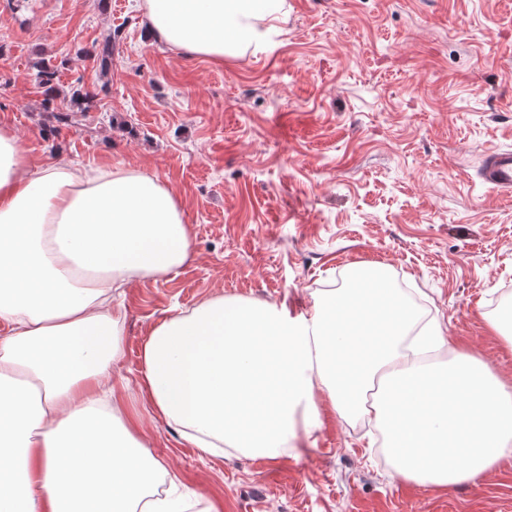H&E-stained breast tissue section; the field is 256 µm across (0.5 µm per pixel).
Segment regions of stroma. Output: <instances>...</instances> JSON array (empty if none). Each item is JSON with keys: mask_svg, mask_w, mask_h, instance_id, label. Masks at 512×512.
<instances>
[{"mask_svg": "<svg viewBox=\"0 0 512 512\" xmlns=\"http://www.w3.org/2000/svg\"><path fill=\"white\" fill-rule=\"evenodd\" d=\"M140 2L0 0V127L39 161L131 165L181 199L191 257L124 290L112 384L190 512H512V455L449 488L394 478L380 431L320 390L318 425L268 460L202 453L139 388L164 318L216 295L306 317L358 266L512 388L487 327L512 301V196L480 178L486 150L512 148V0H287L276 44L221 62L151 38ZM40 60L62 93L95 92L89 111L44 106Z\"/></svg>", "mask_w": 512, "mask_h": 512, "instance_id": "35a3bbf8", "label": "stroma"}]
</instances>
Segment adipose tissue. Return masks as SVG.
Returning <instances> with one entry per match:
<instances>
[{
    "instance_id": "adipose-tissue-1",
    "label": "adipose tissue",
    "mask_w": 512,
    "mask_h": 512,
    "mask_svg": "<svg viewBox=\"0 0 512 512\" xmlns=\"http://www.w3.org/2000/svg\"><path fill=\"white\" fill-rule=\"evenodd\" d=\"M154 39L220 60L278 34L285 0H142ZM191 234L173 189L134 167L40 166L0 127V512H183L148 498L162 466L138 422L114 405L123 355L112 292L177 271ZM385 275L354 278L307 317L217 296L165 319L141 352L153 409L208 452L276 459L314 385L343 419L372 416L395 477L451 486L512 454V389L456 354L428 367L404 349L444 347L415 333L407 304H378ZM388 386L376 399L374 378Z\"/></svg>"
}]
</instances>
